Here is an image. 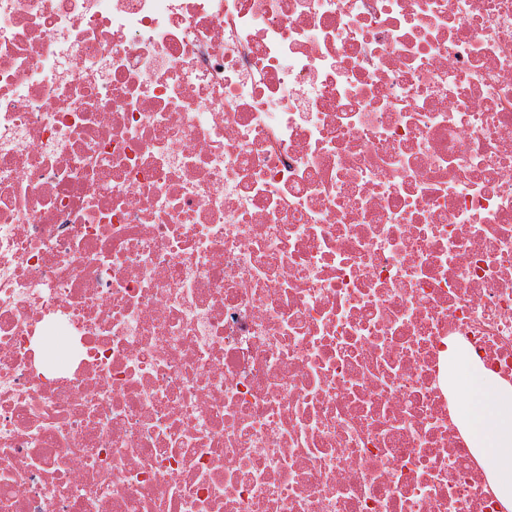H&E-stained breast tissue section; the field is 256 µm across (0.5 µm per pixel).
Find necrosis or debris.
<instances>
[{"instance_id":"necrosis-or-debris-1","label":"necrosis or debris","mask_w":512,"mask_h":512,"mask_svg":"<svg viewBox=\"0 0 512 512\" xmlns=\"http://www.w3.org/2000/svg\"><path fill=\"white\" fill-rule=\"evenodd\" d=\"M512 0H0V512H504ZM462 423L483 455L500 500L512 510V386L469 362L462 346L448 344Z\"/></svg>"}]
</instances>
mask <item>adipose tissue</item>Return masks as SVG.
Here are the masks:
<instances>
[{
	"label": "adipose tissue",
	"mask_w": 512,
	"mask_h": 512,
	"mask_svg": "<svg viewBox=\"0 0 512 512\" xmlns=\"http://www.w3.org/2000/svg\"><path fill=\"white\" fill-rule=\"evenodd\" d=\"M462 423L507 512H512V385L469 362L460 344L448 346Z\"/></svg>",
	"instance_id": "adipose-tissue-1"
}]
</instances>
